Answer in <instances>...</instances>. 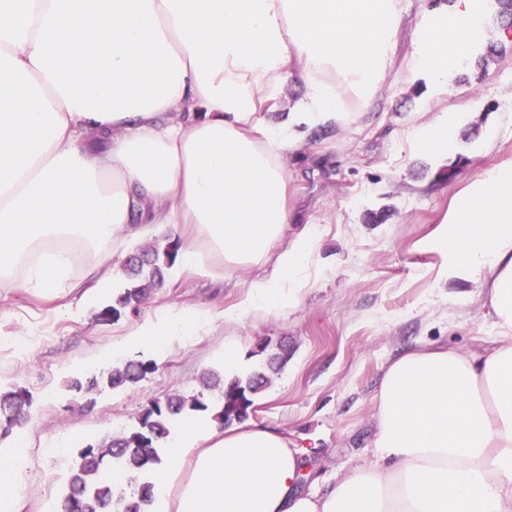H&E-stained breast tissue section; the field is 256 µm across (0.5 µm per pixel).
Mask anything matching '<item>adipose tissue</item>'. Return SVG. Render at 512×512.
I'll return each instance as SVG.
<instances>
[{
  "label": "adipose tissue",
  "instance_id": "obj_1",
  "mask_svg": "<svg viewBox=\"0 0 512 512\" xmlns=\"http://www.w3.org/2000/svg\"><path fill=\"white\" fill-rule=\"evenodd\" d=\"M484 2L425 8L411 70L444 82L480 38ZM402 19L403 0H0V288L118 289V232L184 224L177 265L266 268L225 318L298 295L316 240L279 246L292 142L259 115L294 77L301 124L370 101ZM439 243L446 275L480 288L498 346L398 355L376 397L374 460L322 492L300 488L306 447L191 416L150 474L154 512H512L511 163L469 182ZM210 322L163 312L112 353L158 356Z\"/></svg>",
  "mask_w": 512,
  "mask_h": 512
}]
</instances>
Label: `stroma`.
<instances>
[{
  "mask_svg": "<svg viewBox=\"0 0 512 512\" xmlns=\"http://www.w3.org/2000/svg\"><path fill=\"white\" fill-rule=\"evenodd\" d=\"M424 4L404 0L395 64L372 101L333 127L304 130L283 157L284 239L307 229L317 240L310 284L296 300L225 319L259 275L256 267H227L205 280L187 267L170 269L138 313L114 323L98 321L107 298L91 278L51 302L21 288L0 290V390H25L32 401L30 419L0 440L27 450L14 512L59 502L80 451L131 425L152 400L199 393L212 400L203 375L245 377L260 369L262 342L287 345L289 357L257 395L249 423L293 443L309 440L319 486L336 484L373 457V398L400 351L433 342L466 355L495 344L500 329L475 283L441 276L438 233L451 200L475 175L512 163V39L502 36L497 0H487L479 43L463 62H447L448 81L436 85L406 68ZM441 114L454 126L448 148L423 149L414 129ZM181 234V225L157 224L130 240L111 259L114 279L125 282L128 254ZM198 309L212 314L210 325L167 347L142 382L90 398L72 389L74 378L111 367L104 351L135 323ZM228 349L237 368L224 365Z\"/></svg>",
  "mask_w": 512,
  "mask_h": 512,
  "instance_id": "1",
  "label": "stroma"
}]
</instances>
